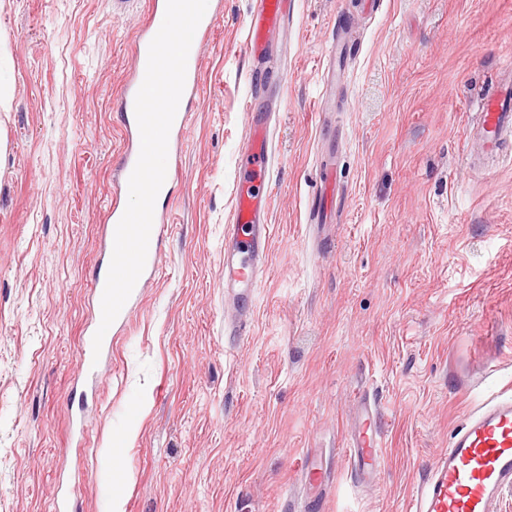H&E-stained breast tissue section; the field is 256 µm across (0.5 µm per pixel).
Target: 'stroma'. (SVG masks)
Wrapping results in <instances>:
<instances>
[{
    "label": "stroma",
    "instance_id": "35a3bbf8",
    "mask_svg": "<svg viewBox=\"0 0 512 512\" xmlns=\"http://www.w3.org/2000/svg\"><path fill=\"white\" fill-rule=\"evenodd\" d=\"M223 4L167 162L160 270L78 407L120 95L151 0H0L14 87L0 111V512H54L63 468L82 473L84 512H110L117 483L123 512H406L465 416L512 388V136L496 157L470 153L478 104L512 65V0H294L266 92L272 245L253 290L224 285L253 0ZM334 43L346 68L331 81ZM360 390L382 413L376 482L351 472ZM304 466L326 482L305 483Z\"/></svg>",
    "mask_w": 512,
    "mask_h": 512
}]
</instances>
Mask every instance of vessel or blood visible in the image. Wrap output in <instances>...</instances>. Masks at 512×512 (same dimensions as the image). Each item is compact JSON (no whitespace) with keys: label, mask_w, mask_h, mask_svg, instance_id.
<instances>
[{"label":"vessel or blood","mask_w":512,"mask_h":512,"mask_svg":"<svg viewBox=\"0 0 512 512\" xmlns=\"http://www.w3.org/2000/svg\"><path fill=\"white\" fill-rule=\"evenodd\" d=\"M290 0H255L246 28L245 52L259 71L244 102L248 115V137L244 150L249 168L236 186V210L232 227L237 233V252L224 258V283L228 286L253 288L257 285L255 270L268 261L270 233L269 196L264 187L270 178L272 133L268 116L260 113L268 72L272 34L288 22ZM166 10V0H153L147 20L138 35L136 65L121 95L123 127L128 138L123 161L113 175L115 191L127 189L129 177L137 162L141 139L135 117L136 94L144 80L149 44L158 33ZM215 13L204 14L190 47L182 104L177 110L169 133L168 151L178 153L182 131L187 120V103L202 97L201 45L212 32ZM484 147L494 152L503 134L512 133V82L487 96L482 104ZM170 222L168 212L155 211L145 268L131 295L136 304L147 282L158 270V246L164 228ZM101 313H94L86 336L77 352L81 376L95 369L93 337L100 325ZM359 422L350 436L353 465L368 480L375 479L381 467L383 438L378 422L380 412L375 404L358 403ZM512 489V394L492 395L472 411L451 437L447 449L440 452L430 476L419 485L410 500L409 512H497L502 493Z\"/></svg>","instance_id":"vessel-or-blood-1"}]
</instances>
